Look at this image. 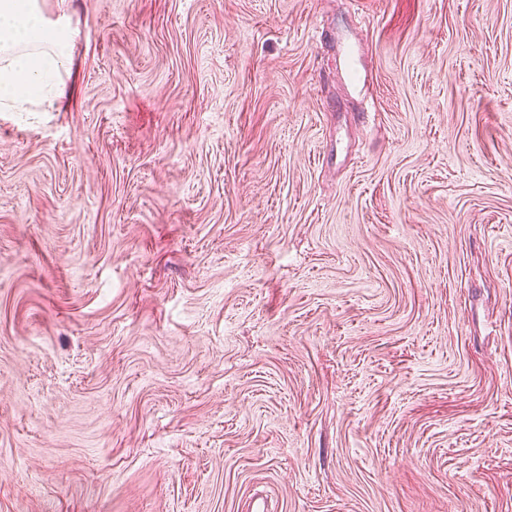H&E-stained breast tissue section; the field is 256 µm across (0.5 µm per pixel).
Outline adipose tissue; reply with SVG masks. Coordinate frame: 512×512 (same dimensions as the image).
I'll use <instances>...</instances> for the list:
<instances>
[{
  "label": "adipose tissue",
  "mask_w": 512,
  "mask_h": 512,
  "mask_svg": "<svg viewBox=\"0 0 512 512\" xmlns=\"http://www.w3.org/2000/svg\"><path fill=\"white\" fill-rule=\"evenodd\" d=\"M74 36L69 22L47 20L41 0H0V112L54 103Z\"/></svg>",
  "instance_id": "ef3b65f1"
}]
</instances>
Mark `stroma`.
<instances>
[{"mask_svg": "<svg viewBox=\"0 0 512 512\" xmlns=\"http://www.w3.org/2000/svg\"><path fill=\"white\" fill-rule=\"evenodd\" d=\"M43 8L79 35L0 112V512H512V0ZM341 74L347 88L355 95L365 92L371 73L362 64V54L359 43L356 40H344L340 46Z\"/></svg>", "mask_w": 512, "mask_h": 512, "instance_id": "1", "label": "stroma"}]
</instances>
